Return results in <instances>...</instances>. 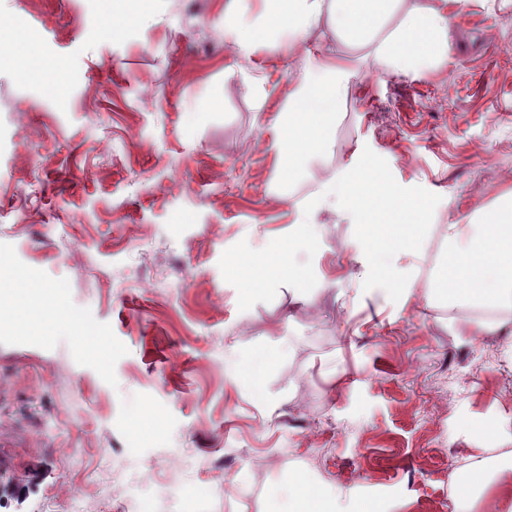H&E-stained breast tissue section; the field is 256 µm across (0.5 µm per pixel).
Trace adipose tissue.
<instances>
[{
	"label": "adipose tissue",
	"instance_id": "ef3b65f1",
	"mask_svg": "<svg viewBox=\"0 0 512 512\" xmlns=\"http://www.w3.org/2000/svg\"><path fill=\"white\" fill-rule=\"evenodd\" d=\"M259 21L224 13V34L233 48L248 54L262 42L283 46L302 63L303 73L280 115L278 149L280 183L297 178L303 150L323 151L334 143L336 120L359 62L370 59L395 76L417 71L420 63L439 62L448 41V18L432 0H262ZM332 37L333 56L311 47ZM442 252L445 266L436 276L431 296L449 306L499 310L494 325L472 329L480 336L512 325V190L468 223L448 225ZM470 482L457 495L463 512L470 508L471 486L497 502L499 512H512V483L485 480L484 458L471 456Z\"/></svg>",
	"mask_w": 512,
	"mask_h": 512
}]
</instances>
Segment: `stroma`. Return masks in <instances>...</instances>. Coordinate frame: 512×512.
I'll return each instance as SVG.
<instances>
[{"instance_id":"stroma-1","label":"stroma","mask_w":512,"mask_h":512,"mask_svg":"<svg viewBox=\"0 0 512 512\" xmlns=\"http://www.w3.org/2000/svg\"><path fill=\"white\" fill-rule=\"evenodd\" d=\"M230 5L262 10L146 0L113 35L103 0H0V31L21 17L31 38L0 65V278L30 273L55 291L48 318L79 317L37 335L0 290V512L76 494L87 512H287L299 479L337 512H456L467 454L512 476V337L462 335L483 310L427 297L447 224L512 187V2L464 0L440 66L361 64L337 149L303 165L331 179L367 146L439 195L425 259L400 260L411 294L364 290L353 219L324 207L316 286L244 312L223 252L302 220L274 196L298 71L268 44L226 49ZM257 352L274 359L255 383L238 365Z\"/></svg>"}]
</instances>
